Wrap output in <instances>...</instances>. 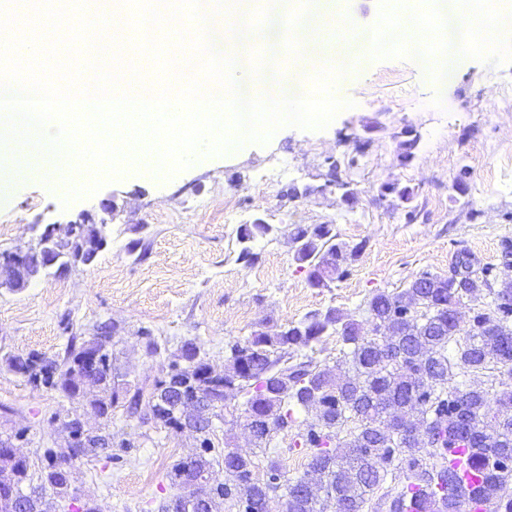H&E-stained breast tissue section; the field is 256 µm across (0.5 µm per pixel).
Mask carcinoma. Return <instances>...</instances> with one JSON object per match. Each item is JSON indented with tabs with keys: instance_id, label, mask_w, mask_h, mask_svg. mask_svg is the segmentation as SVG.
<instances>
[{
	"instance_id": "1",
	"label": "carcinoma",
	"mask_w": 512,
	"mask_h": 512,
	"mask_svg": "<svg viewBox=\"0 0 512 512\" xmlns=\"http://www.w3.org/2000/svg\"><path fill=\"white\" fill-rule=\"evenodd\" d=\"M274 231L263 221L243 224L245 243L238 260L250 265L256 253L247 243ZM70 227H53L38 240L39 251L75 261L73 247L84 246L80 263H91L102 245L93 230L69 236ZM294 258L310 267V286H329L342 278L363 250V244L337 241L331 224L298 226L290 233ZM454 265L467 269L468 283L438 273L423 272L399 292L377 289L366 304L369 330L355 320H343L329 307L273 332L258 329L229 346L224 360V384L208 376L209 362L195 343L181 346L169 364L176 387L156 382L148 404L165 400L159 412L163 427L175 430L172 417L180 396H198L204 409L202 451L175 463L168 474L178 493L169 502L176 512L194 502L202 487L211 489L201 512H365L372 495L389 475L400 471L405 483L383 494L388 512H404L413 500L419 512H464L448 495L458 476L449 467L455 448H473L471 472L495 497L494 512H512V498L499 492L512 483V283L495 287V266L474 268L468 253ZM474 303L467 329L449 315L463 300ZM336 336L342 342L338 365L320 366L299 352ZM189 368L178 369L180 361ZM7 367L33 383L60 390L70 400L83 397L91 383L106 394L91 401L93 413L106 417L118 402L119 385L112 353L99 335L76 345L70 341L63 362L39 355H9ZM224 388L243 407L245 418L268 416L271 426L253 441V450L224 449V479L213 470L207 454L211 439L210 401ZM308 414L298 420L296 413ZM298 428L295 445L308 452L302 474L289 477L269 460L265 481L254 478L256 459L281 431ZM431 433V446L420 431ZM46 466L30 472L27 457L13 458L0 447V481L23 491L51 492L66 499L56 453L47 448Z\"/></svg>"
}]
</instances>
